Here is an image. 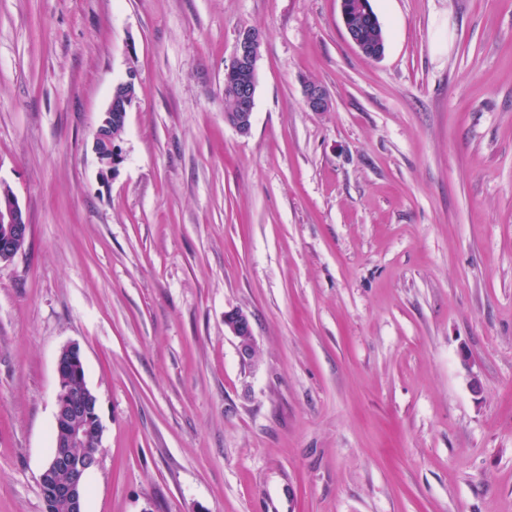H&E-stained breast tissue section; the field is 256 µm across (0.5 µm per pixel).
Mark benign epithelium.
<instances>
[{
	"label": "benign epithelium",
	"instance_id": "benign-epithelium-1",
	"mask_svg": "<svg viewBox=\"0 0 512 512\" xmlns=\"http://www.w3.org/2000/svg\"><path fill=\"white\" fill-rule=\"evenodd\" d=\"M343 25L350 40L365 51L356 36V28L345 0H340ZM262 34L253 28L238 32L233 56L224 68V84L234 97V115L229 121L239 134L247 136L252 129L257 89V62L261 54ZM303 97L311 112H326L331 99L326 89L313 82L303 85ZM136 98L134 77L115 85L110 102L102 113L93 139V152L101 172L110 173L121 162L119 139L112 130L121 131L127 113ZM29 224L14 195L0 199V261L10 259L18 243L27 239ZM224 324L238 339L239 352L245 359L254 353V339L248 315L231 310L224 315ZM58 391L55 398L54 446L39 476L45 505L60 504L67 512H83L84 488L88 473L97 464L99 451L79 455L89 435L101 438L103 426L97 406L87 400L85 368L80 348L71 344L63 348L57 360Z\"/></svg>",
	"mask_w": 512,
	"mask_h": 512
}]
</instances>
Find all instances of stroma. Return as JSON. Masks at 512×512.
<instances>
[{"label":"stroma","instance_id":"stroma-1","mask_svg":"<svg viewBox=\"0 0 512 512\" xmlns=\"http://www.w3.org/2000/svg\"><path fill=\"white\" fill-rule=\"evenodd\" d=\"M371 5L378 59L339 0H0V184L30 225L0 263V512H45L72 343L104 426L84 512H512V0ZM346 0H340V12H341V18L343 25L346 29V32L350 38V40L359 48V50L364 54L367 55L366 50L367 49L357 38L356 36V28L352 21V15H354L355 18H360L366 15V13L363 11L364 6L366 5V0H348V5L350 7V10L345 3ZM351 12V14H350ZM262 34L253 28L238 32L233 56L224 68V84L234 97V115L226 121L240 135L252 129L257 89V62L261 54ZM136 98L134 79H128L115 85L110 102L102 114L93 139V152L96 155L102 173H110L121 162L122 155L116 134L112 129L123 131L127 113ZM116 132V133H117ZM303 97L306 107L312 112H325L330 109L331 99L326 89L320 84L305 82ZM224 324L238 339L239 352L245 359L251 358L254 353V339L248 315L236 309L224 315Z\"/></svg>","mask_w":512,"mask_h":512}]
</instances>
